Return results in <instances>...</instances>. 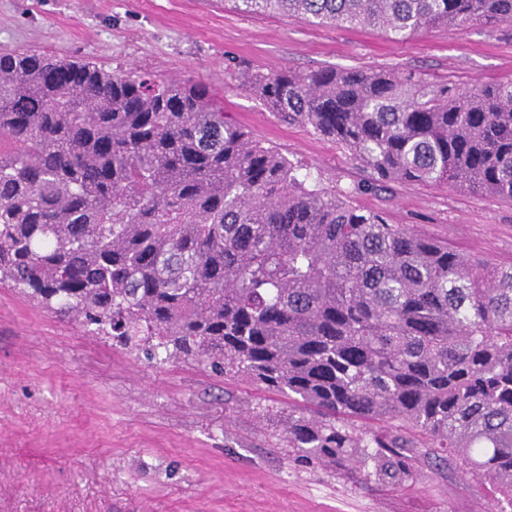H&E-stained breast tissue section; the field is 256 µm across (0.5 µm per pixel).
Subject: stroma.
<instances>
[{
    "instance_id": "stroma-1",
    "label": "stroma",
    "mask_w": 512,
    "mask_h": 512,
    "mask_svg": "<svg viewBox=\"0 0 512 512\" xmlns=\"http://www.w3.org/2000/svg\"><path fill=\"white\" fill-rule=\"evenodd\" d=\"M206 83L227 117L321 186L470 259L512 264V201L445 186L367 188L343 146L281 124L244 85L326 65L466 89L512 80V25L402 40L245 14L231 0H0V50ZM293 402L188 360L135 357L0 285V512H493L458 463L418 456L411 485L306 461Z\"/></svg>"
}]
</instances>
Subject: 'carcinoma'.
<instances>
[{
    "label": "carcinoma",
    "mask_w": 512,
    "mask_h": 512,
    "mask_svg": "<svg viewBox=\"0 0 512 512\" xmlns=\"http://www.w3.org/2000/svg\"><path fill=\"white\" fill-rule=\"evenodd\" d=\"M230 2L395 37L512 23V0ZM253 85L372 185L512 200V82L328 65ZM0 284L150 360L288 395V447L321 463L414 483L432 448L512 510V266L307 182L202 82L0 51Z\"/></svg>",
    "instance_id": "carcinoma-1"
}]
</instances>
